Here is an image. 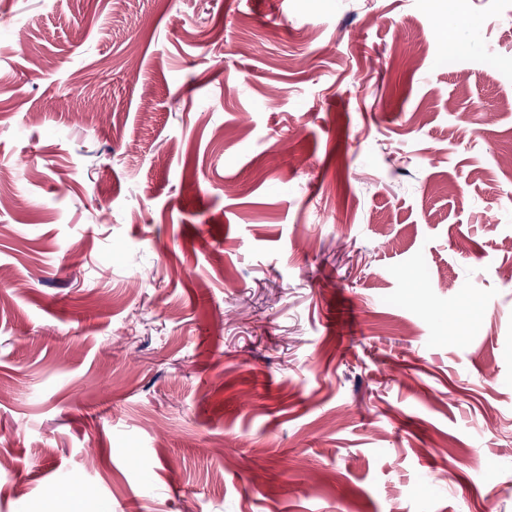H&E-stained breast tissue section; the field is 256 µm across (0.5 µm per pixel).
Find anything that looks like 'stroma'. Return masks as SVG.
<instances>
[{
    "label": "stroma",
    "instance_id": "1",
    "mask_svg": "<svg viewBox=\"0 0 512 512\" xmlns=\"http://www.w3.org/2000/svg\"><path fill=\"white\" fill-rule=\"evenodd\" d=\"M511 101L512 0H0V512H512Z\"/></svg>",
    "mask_w": 512,
    "mask_h": 512
}]
</instances>
